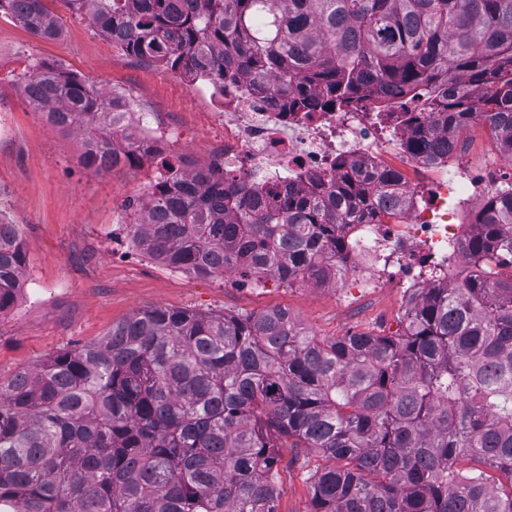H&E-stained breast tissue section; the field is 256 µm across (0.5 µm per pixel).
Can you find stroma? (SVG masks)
<instances>
[{"instance_id": "1", "label": "stroma", "mask_w": 512, "mask_h": 512, "mask_svg": "<svg viewBox=\"0 0 512 512\" xmlns=\"http://www.w3.org/2000/svg\"><path fill=\"white\" fill-rule=\"evenodd\" d=\"M59 35L45 39L0 14V204L20 224L26 271L15 305L0 312V379L45 362L61 349L100 340L130 315L155 306L215 316L287 310L310 334L333 340L355 333L402 335L406 308L397 288L341 296L328 288L264 287L245 279L175 272L155 258L125 259L132 242L117 220L128 200L145 195L156 165L95 176L82 167V137L42 120L21 89L26 73L59 67L94 88L137 95L143 111L183 132L180 149L204 156L218 100L204 80L138 62L103 37L67 0H46ZM457 138L469 158L512 166L490 132L471 121ZM321 462L306 448L282 449L279 512H309V469Z\"/></svg>"}]
</instances>
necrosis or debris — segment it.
<instances>
[{"mask_svg":"<svg viewBox=\"0 0 512 512\" xmlns=\"http://www.w3.org/2000/svg\"><path fill=\"white\" fill-rule=\"evenodd\" d=\"M426 96L422 89L395 98L391 114L376 111L367 96L336 112L314 108V90L274 97L243 79L228 82L213 115L210 161L223 164L225 178L246 184L252 198L263 201L273 193L313 194L357 163L380 176L394 168L390 158H398L400 179L388 185L398 205L376 213L371 223L341 225L351 248L336 261L333 286L343 295L399 288L410 307L429 289L454 288L476 274L477 264L464 252L476 232L471 215L500 186L494 170L465 162L460 147L432 157L412 149L406 119L419 115ZM118 100V118L133 133L140 163L170 154L176 132L148 121L130 97ZM421 172L435 176L452 204L421 207L412 181Z\"/></svg>","mask_w":512,"mask_h":512,"instance_id":"4bbe7bcc","label":"necrosis or debris"}]
</instances>
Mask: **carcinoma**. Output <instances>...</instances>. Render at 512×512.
I'll return each instance as SVG.
<instances>
[{"mask_svg": "<svg viewBox=\"0 0 512 512\" xmlns=\"http://www.w3.org/2000/svg\"><path fill=\"white\" fill-rule=\"evenodd\" d=\"M137 59L163 58L224 92L247 77L340 108L416 88L441 152L475 117L512 153V0H70ZM55 36L44 0H0ZM55 126L79 129L90 169L128 163L112 96L55 66L24 80ZM137 224L149 255L197 274L316 284L349 243L339 225L387 207L367 174L310 198L254 201L212 170L173 164ZM481 273L432 288L401 336L325 341L288 311L212 316L153 307L99 341L0 382V512H278L288 439L318 452L310 512H512V184L475 216ZM26 256L0 224V312Z\"/></svg>", "mask_w": 512, "mask_h": 512, "instance_id": "cac0c4a2", "label": "carcinoma"}]
</instances>
